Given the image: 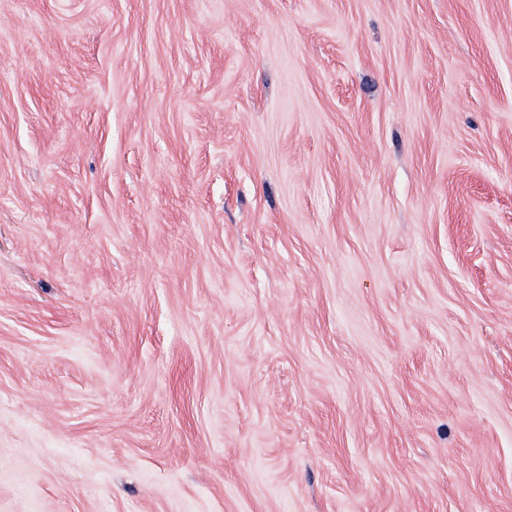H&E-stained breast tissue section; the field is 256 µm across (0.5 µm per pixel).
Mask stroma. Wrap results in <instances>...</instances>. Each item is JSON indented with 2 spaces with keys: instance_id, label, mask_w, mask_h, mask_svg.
<instances>
[{
  "instance_id": "35a3bbf8",
  "label": "stroma",
  "mask_w": 512,
  "mask_h": 512,
  "mask_svg": "<svg viewBox=\"0 0 512 512\" xmlns=\"http://www.w3.org/2000/svg\"><path fill=\"white\" fill-rule=\"evenodd\" d=\"M0 512H512V0H0Z\"/></svg>"
}]
</instances>
